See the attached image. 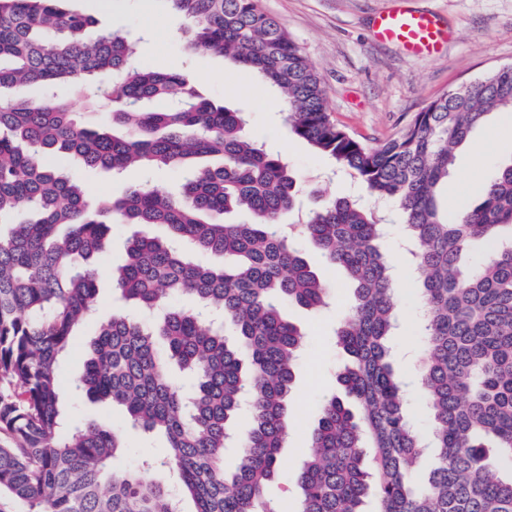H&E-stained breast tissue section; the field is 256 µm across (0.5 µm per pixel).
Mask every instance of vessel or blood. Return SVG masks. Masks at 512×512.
Returning <instances> with one entry per match:
<instances>
[{"mask_svg":"<svg viewBox=\"0 0 512 512\" xmlns=\"http://www.w3.org/2000/svg\"><path fill=\"white\" fill-rule=\"evenodd\" d=\"M371 32L378 41L397 45L416 57L440 55L451 38L438 14L410 8L406 0H392L379 11L372 19Z\"/></svg>","mask_w":512,"mask_h":512,"instance_id":"vessel-or-blood-1","label":"vessel or blood"}]
</instances>
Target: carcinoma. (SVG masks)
Listing matches in <instances>:
<instances>
[{
    "label": "carcinoma",
    "instance_id": "obj_1",
    "mask_svg": "<svg viewBox=\"0 0 512 512\" xmlns=\"http://www.w3.org/2000/svg\"><path fill=\"white\" fill-rule=\"evenodd\" d=\"M60 0H0V512H178L168 488L116 470L121 432L70 426L58 383L75 328L97 295L90 265L107 250V221L163 225L138 233L112 271L124 312L99 325L78 393L167 444L145 459L172 471L195 512H272L265 493L288 434L287 405L302 336L284 307L325 305L333 284L305 257L314 247L352 288L335 336L349 357L338 379L357 411L331 396L320 407L298 474L301 512H512V162L453 220L439 189L458 152L494 112H512V66L430 101L393 137L365 143L330 117L315 66L259 0H166L188 24L187 44L258 73L282 96L287 132L355 175L369 198L391 199L414 248L406 266L425 315L421 384L436 442L423 461L390 339L400 325L384 219L363 202L315 197L296 230L297 178L246 130L244 113L217 106L175 71L132 60L128 34L85 32L94 20ZM112 74V82L98 80ZM39 83L31 101L10 90ZM85 87L112 124L78 123L54 93ZM118 173L139 164L179 175L177 191L147 185L90 200L71 163ZM234 211L253 215L232 224ZM487 245L475 264L471 243ZM210 256L202 263L194 255ZM189 300L174 306L172 300ZM219 313L234 328L206 318ZM175 361L194 383L180 391ZM252 428L224 472L231 423ZM371 453H366V449ZM376 508L367 510L369 499Z\"/></svg>",
    "mask_w": 512,
    "mask_h": 512
}]
</instances>
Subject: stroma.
Returning a JSON list of instances; mask_svg holds the SVG:
<instances>
[{"mask_svg": "<svg viewBox=\"0 0 512 512\" xmlns=\"http://www.w3.org/2000/svg\"><path fill=\"white\" fill-rule=\"evenodd\" d=\"M390 0H261L265 12L274 16L296 40L315 66L336 124L358 139L376 143L403 129L421 108L449 90L477 80L492 68L512 64V0H410L411 5L439 12L454 32L445 53L437 58L410 57L397 46L371 38V16ZM64 8L92 15L89 37L99 31H133L143 38L147 54L139 62L157 70H180L199 93L214 102L246 112L250 135L265 147L279 151L300 176L305 190L325 197L356 196L358 181L345 172H333L332 162L318 155L303 139L288 135L279 111L271 108L277 91L266 87L251 70L217 54L203 55L189 49L181 36L185 25L167 0H63ZM485 142L486 154L473 161L461 153L449 175L441 200L449 214L479 202L485 181L501 164L512 161V113L501 112L474 133ZM86 191L94 198L118 197L132 185L144 182L166 191L178 179L174 173L153 174L141 168L120 174L78 170ZM135 228L112 224V247L94 263L97 281L96 312L72 336L59 370L60 389L68 397L72 423L94 421L118 426L127 451L119 467L137 468L141 459L165 448L162 436L146 434L122 424L111 407L88 397L71 398V387L81 375L89 345L99 323L113 311L135 314L112 286V269L121 263L128 239ZM405 241L402 224L388 225L385 246L397 264L393 273L394 296L402 314V327L392 339L395 366L412 385L407 393L417 413L418 426H425L427 412L419 379L423 370L422 338L412 325L424 308L410 295V273L398 257ZM334 288L327 308L312 313L296 305L286 307L287 316L305 332L302 352L296 362V379L288 404L292 423L280 450V477L266 490L274 512H299L300 490L296 484L305 461L309 435L317 424V408L323 399L341 394L336 376L346 358L333 335L337 322L348 312L350 288L343 273L333 275Z\"/></svg>", "mask_w": 512, "mask_h": 512, "instance_id": "obj_1", "label": "stroma"}]
</instances>
